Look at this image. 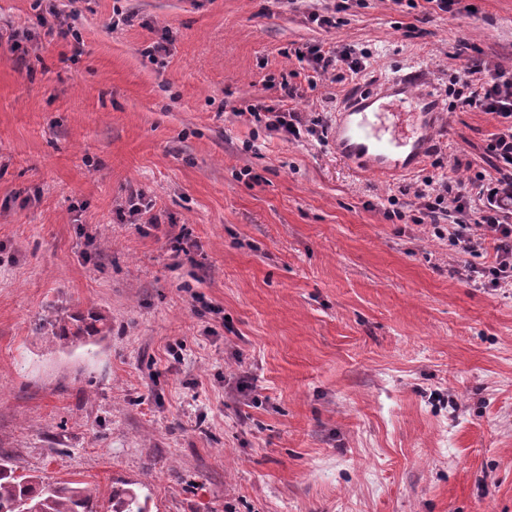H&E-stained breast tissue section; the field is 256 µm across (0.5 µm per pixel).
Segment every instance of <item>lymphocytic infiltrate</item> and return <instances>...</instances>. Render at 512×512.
Returning <instances> with one entry per match:
<instances>
[{"label": "lymphocytic infiltrate", "mask_w": 512, "mask_h": 512, "mask_svg": "<svg viewBox=\"0 0 512 512\" xmlns=\"http://www.w3.org/2000/svg\"><path fill=\"white\" fill-rule=\"evenodd\" d=\"M452 82L461 88L452 102L453 108L492 114L503 127L486 146L487 154L496 161L497 176L480 182L474 197L463 192L462 180L428 177L416 188L414 196L421 214L429 217L431 223H438L440 215L451 209L463 214V221L448 227V242L456 254L489 255L488 264L464 267L467 280L485 288L512 287V225L503 219L504 214L512 211V76L498 70L476 84L466 71L453 75ZM248 115L250 121L280 133L289 141L316 134L323 123L319 117H302L277 99L251 105Z\"/></svg>", "instance_id": "lymphocytic-infiltrate-1"}]
</instances>
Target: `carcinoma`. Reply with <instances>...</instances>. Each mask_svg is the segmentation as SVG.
Returning <instances> with one entry per match:
<instances>
[{
    "mask_svg": "<svg viewBox=\"0 0 512 512\" xmlns=\"http://www.w3.org/2000/svg\"><path fill=\"white\" fill-rule=\"evenodd\" d=\"M71 325L59 319L55 335L89 340L104 332L103 318L89 312L71 316ZM0 512H101L99 499L91 485L81 480L50 481L31 473H18V467L0 459ZM109 512H146L140 494L130 488L112 491Z\"/></svg>",
    "mask_w": 512,
    "mask_h": 512,
    "instance_id": "cac0c4a2",
    "label": "carcinoma"
}]
</instances>
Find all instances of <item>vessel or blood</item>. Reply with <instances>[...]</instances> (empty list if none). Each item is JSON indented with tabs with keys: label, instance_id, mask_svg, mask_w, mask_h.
<instances>
[{
	"label": "vessel or blood",
	"instance_id": "1",
	"mask_svg": "<svg viewBox=\"0 0 512 512\" xmlns=\"http://www.w3.org/2000/svg\"><path fill=\"white\" fill-rule=\"evenodd\" d=\"M388 96L417 105L415 132H404L400 113L383 112L380 101ZM445 121L422 76L394 77L346 95L331 124L330 144L359 170L386 177L409 175L421 166L435 131Z\"/></svg>",
	"mask_w": 512,
	"mask_h": 512
}]
</instances>
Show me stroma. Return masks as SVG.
I'll return each instance as SVG.
<instances>
[{
  "label": "stroma",
  "instance_id": "obj_1",
  "mask_svg": "<svg viewBox=\"0 0 512 512\" xmlns=\"http://www.w3.org/2000/svg\"><path fill=\"white\" fill-rule=\"evenodd\" d=\"M50 3L81 45L0 0V457L104 506L128 485L146 512H512V290L460 276L412 193L493 174L500 124L450 111L390 180L245 116L285 80L328 122L352 86L417 67L447 107L455 72H512V0H348L329 30L309 15L331 0ZM164 28L160 66L142 50ZM302 45L363 68L314 77L286 55ZM133 193L162 225L120 223ZM90 309L101 340L44 325Z\"/></svg>",
  "mask_w": 512,
  "mask_h": 512
}]
</instances>
